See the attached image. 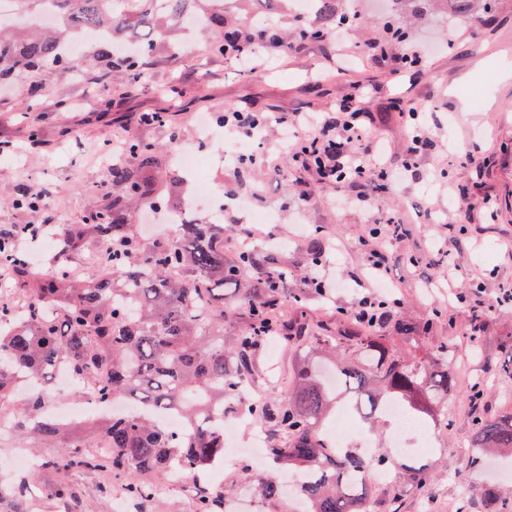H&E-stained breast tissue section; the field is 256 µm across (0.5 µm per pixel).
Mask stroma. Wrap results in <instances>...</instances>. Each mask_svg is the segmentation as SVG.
Here are the masks:
<instances>
[{
  "instance_id": "obj_1",
  "label": "stroma",
  "mask_w": 512,
  "mask_h": 512,
  "mask_svg": "<svg viewBox=\"0 0 512 512\" xmlns=\"http://www.w3.org/2000/svg\"><path fill=\"white\" fill-rule=\"evenodd\" d=\"M361 18L350 31L347 73L325 63L330 43L306 41L288 56L270 52L264 68L244 73L223 56L190 52L177 58L158 52L148 64L143 85L104 76L97 57H90L77 77L47 74L53 95L31 108L20 85L0 86V229L23 224H78L98 210L110 188L111 160L100 153L112 145V135L129 126L132 114L159 112L160 123L135 126L138 141L157 150L162 161L158 190L167 199L190 193L191 175L174 162L175 141L194 136L195 118L213 117L225 109L254 112H322L333 108L355 85L365 86L367 109L377 135L393 146L401 162L407 140L403 125L388 111L394 91L425 103L423 121L434 129L438 147L419 158V170L434 173L436 184L405 179L381 193L378 205L390 215L409 220L408 233L389 244V273L397 306L376 326L408 362L428 368L448 366L456 390L441 410L431 447L413 453L434 480L428 490L407 487L399 479H377L368 486L369 512H497L496 491L511 485L490 466L472 459V419L512 412V305L496 302L499 288L512 283V0H500L489 19H460L429 5L419 14L380 11L374 0H354ZM407 27L418 44H432L428 68L413 78H395L387 66L372 61L358 48L379 37L383 20ZM454 47L444 44L445 38ZM184 94L170 95L171 86ZM480 87L483 106H471L463 90ZM477 131L470 142L469 131ZM473 152L474 162L463 160ZM280 176L260 164L231 169L217 166L210 177L225 192L250 198L254 208L269 210L273 220L244 236L233 210L204 211L203 224L224 227V257L245 249L259 250L288 270L289 292L305 291L303 309L289 317L354 326L347 312L362 294L350 274H364L373 241L370 212L342 205L351 194L347 182H319L312 172L284 165ZM43 194L48 208L33 211L14 203L19 189ZM491 196L495 218L471 212L454 224L448 212L449 194ZM320 241L329 261V297H321L308 281L309 247ZM301 359L299 347L266 341L253 384L256 398L271 387L292 386ZM239 458L222 475L206 472L178 492L158 495L128 512H192L199 487L216 489L235 484L236 471L250 467ZM35 493L11 492L0 501V512H114L112 480L101 470L75 469L60 474L41 469ZM66 486L70 497L55 494Z\"/></svg>"
}]
</instances>
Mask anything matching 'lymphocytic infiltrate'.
Listing matches in <instances>:
<instances>
[{
  "label": "lymphocytic infiltrate",
  "mask_w": 512,
  "mask_h": 512,
  "mask_svg": "<svg viewBox=\"0 0 512 512\" xmlns=\"http://www.w3.org/2000/svg\"><path fill=\"white\" fill-rule=\"evenodd\" d=\"M364 54L377 62L390 65L393 74L415 75L424 64L425 51L421 46L397 49L392 36L367 42ZM389 108L403 118L408 139V162L396 165L388 162V146L373 135V116L363 104L362 92L342 98L327 112H294L280 116L270 112L233 109L224 114L225 131L241 139L260 135L278 128H297L294 140L286 144V154L295 167L314 169L323 179L347 180L355 186V195L347 197V205L371 207L373 228L371 236L376 245L367 257L366 266L373 274L372 291L360 297L351 311L357 322L375 325L387 306V277L390 271L387 241L400 240L406 233L403 221L374 207L369 195L361 192L364 182L386 188L401 177L415 174V156L436 144L432 129L419 120L422 104L403 98L391 99Z\"/></svg>",
  "instance_id": "lymphocytic-infiltrate-1"
}]
</instances>
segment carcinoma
Returning <instances> with one entry per match:
<instances>
[{
	"label": "carcinoma",
	"instance_id": "obj_1",
	"mask_svg": "<svg viewBox=\"0 0 512 512\" xmlns=\"http://www.w3.org/2000/svg\"><path fill=\"white\" fill-rule=\"evenodd\" d=\"M29 16L52 12L43 27L7 30L0 24V83L40 75L48 70L65 75L71 65L63 44L83 30H100L106 42L137 48L124 68L139 79L147 59L171 51L188 12L208 15L213 51L224 54L226 26L249 27L248 18L216 0H12ZM311 17L298 16L297 35H329L344 14L338 0H317ZM452 10L469 15L492 11L497 0H449ZM130 161L112 165V190L106 203L82 224L55 226L57 269L51 276L36 271L14 249L13 232L0 233V263L13 270L14 286L25 309L12 318L0 307V420H8L21 448H69L63 457L41 460L43 467L68 471L105 468L124 481L128 497L147 500L156 486L152 475L183 462L194 473L224 462V431L212 419L244 405L267 429V455L277 464L293 465L307 474L297 489L305 512H367L366 489L374 468L382 465L404 474L411 486H426L431 476L406 459L383 456L368 462L350 451L338 455L322 438L328 407L343 398L370 424L388 400H398L411 417L437 410L452 395L454 380L446 369L431 371L408 364L383 336L362 330H339L328 324L288 319V303L302 307L299 293L288 295V270L265 256L243 251L224 259V225H178L174 236L139 240L132 229L135 210L161 205L154 187L156 150L131 140ZM98 243L95 262L109 275L79 278L68 263L81 257L85 243ZM261 270L248 287L243 273ZM242 305L248 327L224 344V287ZM299 340L324 350L326 364L303 358L288 393L276 392L261 402H243V384L252 379L255 357L268 336ZM66 370L77 393L104 405L125 401L131 410L112 413L90 428L62 423L49 416L46 403L53 375ZM36 378L42 390L20 402L17 383ZM175 411L194 427L184 438L167 428L162 416ZM472 447L489 455H512V412L479 417L473 423ZM104 440L109 452L91 455L86 448ZM266 500L283 491L276 476L259 485ZM224 492L202 489L193 512H221Z\"/></svg>",
	"mask_w": 512,
	"mask_h": 512
}]
</instances>
